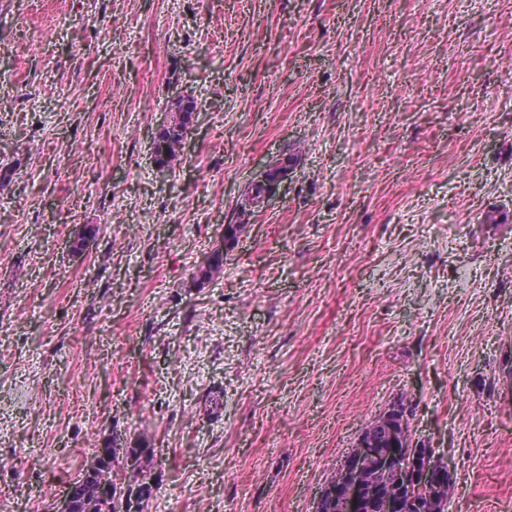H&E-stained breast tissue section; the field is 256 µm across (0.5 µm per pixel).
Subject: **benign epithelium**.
Returning a JSON list of instances; mask_svg holds the SVG:
<instances>
[{"mask_svg":"<svg viewBox=\"0 0 512 512\" xmlns=\"http://www.w3.org/2000/svg\"><path fill=\"white\" fill-rule=\"evenodd\" d=\"M283 173L267 164L260 167L256 182L262 193L252 203L262 207L280 190ZM416 415L412 398H398L364 428L353 448L315 498L319 512L324 498L336 502L340 512H362L373 505L378 512H400L404 501L424 497L446 507L438 493L451 489L445 475L452 474L447 458L424 441L404 437ZM102 467L101 491L112 497L114 512H145L146 498L152 496L156 477L140 474L139 482L128 481V474L139 468L138 458L120 454V449L103 447L96 451ZM85 485L81 478L70 484L57 512H77Z\"/></svg>","mask_w":512,"mask_h":512,"instance_id":"1","label":"benign epithelium"}]
</instances>
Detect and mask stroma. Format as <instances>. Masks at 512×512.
Returning a JSON list of instances; mask_svg holds the SVG:
<instances>
[{"label": "stroma", "instance_id": "obj_1", "mask_svg": "<svg viewBox=\"0 0 512 512\" xmlns=\"http://www.w3.org/2000/svg\"><path fill=\"white\" fill-rule=\"evenodd\" d=\"M510 358L512 0H0V512L143 437L146 512H313L402 395L512 512ZM189 115H182L181 118H175L174 125L180 127L179 131L172 129V133L177 136V138H173L171 133L165 129L164 131L158 134V138H153V147H154V158L155 164L159 167H163L164 165L168 167L169 170L173 171L176 167L180 168L183 163V154L180 153V150L176 147V143L182 137V134H185V130L187 128ZM158 172L164 174L168 172L166 168H159ZM283 172H277L273 170L272 167L268 165V163L263 164L256 176V182L261 184L262 193L261 195L253 201L251 207H262L267 203L272 197H274L280 190V186L283 182Z\"/></svg>", "mask_w": 512, "mask_h": 512}]
</instances>
